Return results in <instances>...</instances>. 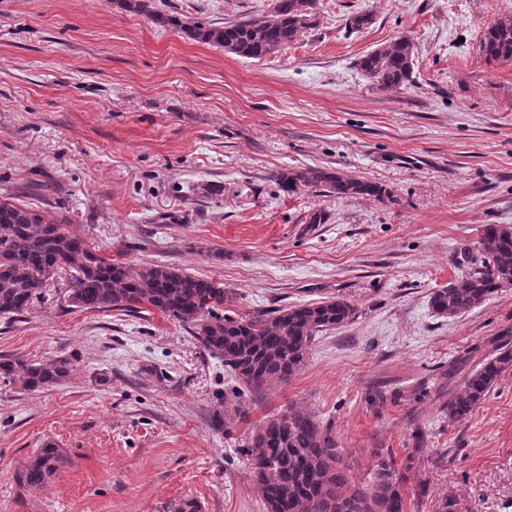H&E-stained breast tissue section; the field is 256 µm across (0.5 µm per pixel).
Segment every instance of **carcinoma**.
I'll list each match as a JSON object with an SVG mask.
<instances>
[{
  "mask_svg": "<svg viewBox=\"0 0 512 512\" xmlns=\"http://www.w3.org/2000/svg\"><path fill=\"white\" fill-rule=\"evenodd\" d=\"M129 11L148 15L162 28L185 32L191 39L224 48L246 59H261L295 41L316 24L317 0H276L271 15L235 23L188 24L175 11L156 12L146 0H120ZM479 50L490 62L512 63V20L486 26ZM359 67L383 89L401 88L412 78L414 47L396 38L364 55ZM285 191L318 187L328 196L382 199V185L344 177L327 168L282 171ZM478 259L429 298L433 312L456 317L512 285V227L483 228ZM70 269V305L87 310L157 312L191 328L210 355L224 361L240 387L237 395L262 393L286 384L305 364L316 337L341 328L355 308L344 298L287 308L256 310L232 317L224 306L232 292L224 283L179 268L151 264L132 272L123 262L100 253L86 237L63 222L49 221L13 193L0 200V316L25 312L56 270ZM512 366V347L502 344L473 368L448 399V419L461 422L486 399L502 373ZM71 362L0 360V377L27 391L51 387L70 373ZM247 455L265 512H407L423 485H409L410 464L398 468L394 453L381 449L369 481H352L341 448L315 415L291 409L259 424ZM63 449L47 444L20 471L30 490L44 486L65 464Z\"/></svg>",
  "mask_w": 512,
  "mask_h": 512,
  "instance_id": "1",
  "label": "carcinoma"
}]
</instances>
